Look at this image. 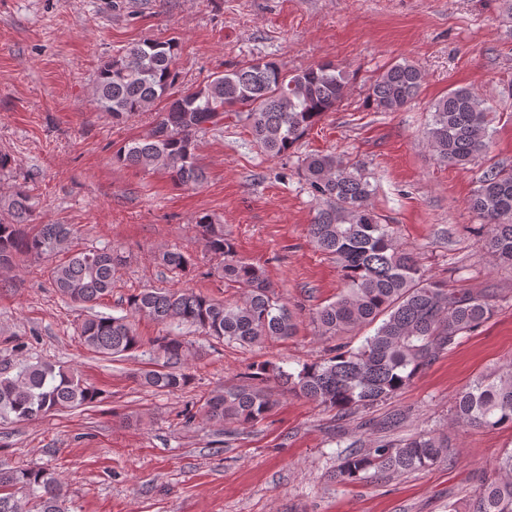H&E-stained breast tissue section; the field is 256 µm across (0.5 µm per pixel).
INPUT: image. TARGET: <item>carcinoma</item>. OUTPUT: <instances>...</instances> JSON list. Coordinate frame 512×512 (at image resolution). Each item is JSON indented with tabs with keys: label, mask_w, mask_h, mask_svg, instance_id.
<instances>
[{
	"label": "carcinoma",
	"mask_w": 512,
	"mask_h": 512,
	"mask_svg": "<svg viewBox=\"0 0 512 512\" xmlns=\"http://www.w3.org/2000/svg\"><path fill=\"white\" fill-rule=\"evenodd\" d=\"M177 49L171 42L144 40L129 47L98 72L96 104L112 121H124L163 104L149 134L127 142L112 162L138 170H162L180 187H197L204 174L196 159L199 133L224 124L233 115L245 121L253 140L271 157H285L327 112L337 110L349 83L346 71L322 63L289 73L275 61L253 60L232 70L211 73L191 91L178 89ZM422 70L395 62L373 79L366 105L374 112H398L416 97ZM491 109L471 89L459 87L432 106L425 136L436 160L467 167L486 156ZM300 175L319 207L309 225L315 247L336 259L347 288L336 300L316 308L311 322L320 335L336 337L374 327L360 344L332 346L325 357L296 373L253 364L244 381L213 391L201 406L221 431L263 422L275 399L267 384L304 398L344 418L382 403L413 381L445 350L487 322L495 312L483 295L458 294L428 277L413 250L403 246L391 225L372 209L374 186L357 163L332 153L305 156ZM482 220V246L497 263L512 266V166L491 164L469 199ZM196 228L216 269L241 291L233 302L212 299L190 288H145L130 295L127 314L92 316L82 321L80 339L106 358L127 357L147 349L150 366L137 373L155 391H181L190 382L193 345L184 331L257 345L295 335L294 313L277 294L265 270L241 257L224 225L207 215ZM69 224H38L31 189L16 185L0 199V267L10 268L25 255L65 258L48 270L53 288L73 303L88 305L112 293L125 252L104 246L74 250ZM162 265L184 271L192 258L181 252L159 255ZM147 318L165 333L144 338L132 319ZM100 391L70 368L51 362H27L15 373L0 372V421L44 419L97 402ZM454 418L469 427L512 425V366L480 374L459 391ZM344 455L337 477L353 483L369 471L404 473L428 469L450 454L448 439L420 431L398 442L379 441L362 450L358 441ZM499 476L485 481L466 512H512V451L501 454ZM0 512H69L66 491L54 473L42 468H0Z\"/></svg>",
	"instance_id": "1"
}]
</instances>
